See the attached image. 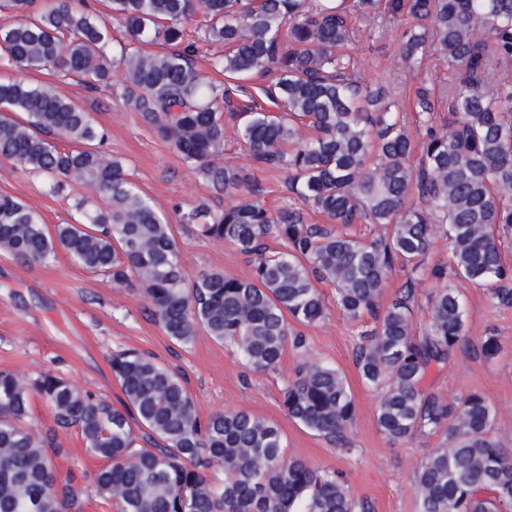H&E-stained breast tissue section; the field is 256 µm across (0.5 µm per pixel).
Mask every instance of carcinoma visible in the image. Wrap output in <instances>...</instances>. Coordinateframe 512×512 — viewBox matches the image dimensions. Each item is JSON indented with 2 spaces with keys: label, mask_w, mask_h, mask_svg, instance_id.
Masks as SVG:
<instances>
[{
  "label": "carcinoma",
  "mask_w": 512,
  "mask_h": 512,
  "mask_svg": "<svg viewBox=\"0 0 512 512\" xmlns=\"http://www.w3.org/2000/svg\"><path fill=\"white\" fill-rule=\"evenodd\" d=\"M105 2L126 33L115 47L86 0H45L40 9L36 0H0V11L18 17L0 25V64L20 72L0 82V156L47 176L51 193L73 183L95 194L77 199L81 220L52 233L24 202L0 195L1 248L33 264L61 248L115 286L135 282L171 340L189 345L202 328L236 345L256 371L278 364L288 319L311 325L323 317L316 283H331L351 318L375 315L395 263L418 266L441 225L455 274L512 305V267L500 242L512 235V77L498 72L512 62V0ZM354 16L403 28L406 63L436 55L448 66V124H433L431 90L416 92L426 138L415 165L390 88L363 84L345 52ZM191 25L224 46L215 61L224 84L196 68ZM146 44L169 49L147 52ZM30 73L52 81L32 84ZM74 77L91 90H115L233 199L219 212L196 205L182 221L255 257L249 278L210 271L187 279L167 217L124 163L99 149L106 131L65 92ZM253 77L270 81L250 89L243 81ZM258 97L271 108L257 106ZM231 119L257 168L287 172L293 203L270 210L249 176L223 162ZM58 138L71 147L60 149ZM304 206L338 228L304 223ZM363 223L384 235L364 242L348 231ZM270 239L284 250H270ZM413 296L410 281L355 349L362 379L380 390L378 427L394 441L446 429L448 443L415 477L420 512H512V448L495 436L486 397L472 390L450 404L422 387L431 366L466 336V308L453 289H437L419 339L408 316ZM112 373L126 398L121 409L48 372H0V512H78L76 476L55 462L63 456L58 434L24 424L33 395L61 430L77 429L86 450L107 462L94 486L117 512H356L342 473L286 455L277 425L244 410L201 418L182 377L145 353L114 355ZM283 404L334 445L355 415L343 374L308 358ZM217 467L219 483L209 476Z\"/></svg>",
  "instance_id": "carcinoma-1"
}]
</instances>
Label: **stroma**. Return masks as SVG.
I'll return each instance as SVG.
<instances>
[{
  "mask_svg": "<svg viewBox=\"0 0 512 512\" xmlns=\"http://www.w3.org/2000/svg\"><path fill=\"white\" fill-rule=\"evenodd\" d=\"M351 52L363 83L389 86L413 141L423 137L414 107L419 86L433 90L437 118L445 120L449 75L439 57L408 66L401 56L400 29L378 18L359 24ZM69 91L95 124L105 129L104 152L121 158L131 179L158 210L169 214L187 275L221 271L248 278L252 262L247 256L232 245L198 237L174 212L175 206L187 210L201 203L218 211L228 205V198L190 170L139 113L108 90L73 85ZM223 159L247 170L270 208L288 201L284 174L253 167L243 143L227 140ZM44 182V177L21 172L12 160L0 157V194L22 200L47 227L74 223L73 204L80 189L50 195ZM435 268L444 272V280L432 277ZM409 280L416 288L411 312L414 336H424L429 299L440 284L455 288L468 312L467 337L429 374L427 387L451 402L471 390L483 393L496 410L498 437L512 448V306L499 305L490 288L454 274L448 244L440 233L418 271L395 266L381 306L390 305ZM318 289L325 304L323 318L310 326L291 325L305 336L306 352L286 347L274 369L257 372L245 366L234 347L213 341L205 331H198L187 346L172 341L151 316L137 287L112 285L108 277L77 266L64 250H57L55 259L45 265H29L0 250V371H49L118 407L124 395L112 375L113 354L127 349L149 354L182 375L201 417L232 409L248 411L280 427L287 455L341 471L350 497L366 512H418L416 473L433 448L445 444L446 436L439 431L393 441L381 432L376 421L378 394L362 380L354 362L360 332L373 329L377 322L367 314L351 319L338 304L331 284L320 283ZM490 335L498 337L501 349L488 359L480 341ZM306 355L336 366L349 382L356 417L345 448L333 447L304 429L283 406V391ZM60 440L69 450L60 466L73 468L77 475L82 512H116L111 501L97 495L93 484L102 460L86 451L78 432H61Z\"/></svg>",
  "mask_w": 512,
  "mask_h": 512,
  "instance_id": "1",
  "label": "stroma"
}]
</instances>
